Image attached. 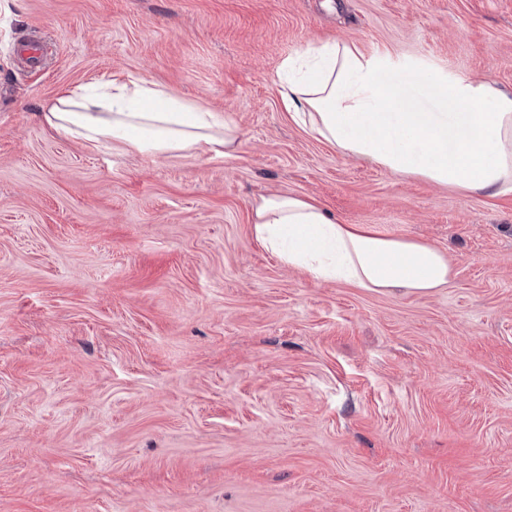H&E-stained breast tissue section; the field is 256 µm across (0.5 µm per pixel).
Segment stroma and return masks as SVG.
<instances>
[{
    "label": "stroma",
    "mask_w": 512,
    "mask_h": 512,
    "mask_svg": "<svg viewBox=\"0 0 512 512\" xmlns=\"http://www.w3.org/2000/svg\"><path fill=\"white\" fill-rule=\"evenodd\" d=\"M336 39L431 112L419 69L512 89V0H0V512H512V194L296 125L280 69ZM111 75L228 114L236 153L45 124ZM272 193L427 242L452 281L285 266L252 233Z\"/></svg>",
    "instance_id": "35a3bbf8"
}]
</instances>
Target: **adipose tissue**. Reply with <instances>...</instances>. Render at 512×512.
<instances>
[{"mask_svg":"<svg viewBox=\"0 0 512 512\" xmlns=\"http://www.w3.org/2000/svg\"><path fill=\"white\" fill-rule=\"evenodd\" d=\"M440 109L426 112L387 87L386 73L352 43L333 41L286 60L282 98L319 139L392 172L492 196L512 194V90L416 72ZM59 136L148 155H231L239 131L223 113L141 77L77 86L45 114ZM255 238L285 265L322 281L428 295L452 267L438 248L344 224L316 201L274 194L252 208Z\"/></svg>","mask_w":512,"mask_h":512,"instance_id":"obj_1","label":"adipose tissue"}]
</instances>
